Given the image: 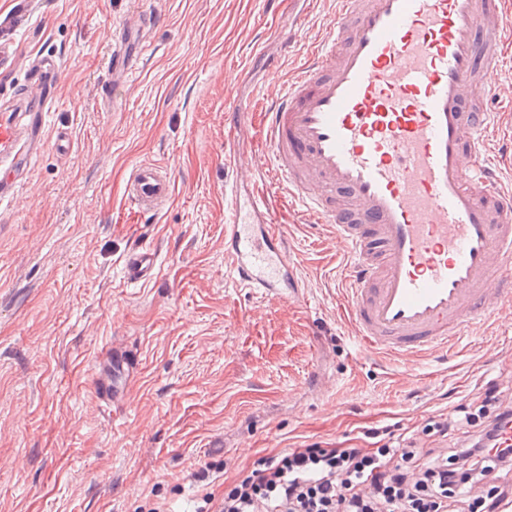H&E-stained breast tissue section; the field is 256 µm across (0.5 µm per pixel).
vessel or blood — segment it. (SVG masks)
Listing matches in <instances>:
<instances>
[{
  "label": "vessel or blood",
  "instance_id": "1",
  "mask_svg": "<svg viewBox=\"0 0 512 512\" xmlns=\"http://www.w3.org/2000/svg\"><path fill=\"white\" fill-rule=\"evenodd\" d=\"M512 10L505 0H337L329 37L311 50L279 98L262 110L276 180L243 169L251 140L224 142V169L247 199L233 197L224 260L239 284L288 301L296 266L274 202L289 186L346 248L345 313L366 348L410 358L454 348L467 330L512 307V185L484 149L501 132L486 103L499 97ZM55 73L31 61L27 125L0 119V201L43 140ZM125 193L139 214L172 199L163 167L141 163ZM160 272L137 244L123 261L127 283ZM139 372L134 354L103 347L90 393L120 408Z\"/></svg>",
  "mask_w": 512,
  "mask_h": 512
}]
</instances>
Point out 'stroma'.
I'll return each instance as SVG.
<instances>
[{
    "label": "stroma",
    "instance_id": "obj_1",
    "mask_svg": "<svg viewBox=\"0 0 512 512\" xmlns=\"http://www.w3.org/2000/svg\"><path fill=\"white\" fill-rule=\"evenodd\" d=\"M13 19L27 58L55 56L45 144L0 204V512H196L204 471L221 492L254 462L313 443H394L494 383L512 408V310L448 353L404 360L360 348L335 229L298 204L278 220L303 286L283 306L240 287L224 264V135L235 100L277 98L323 40L336 0H40ZM155 25L109 72L110 34ZM287 42L275 27L291 18ZM152 162L171 202L141 216L125 196ZM156 250L157 279L124 281L133 243ZM140 371L120 413L88 395L105 344Z\"/></svg>",
    "mask_w": 512,
    "mask_h": 512
}]
</instances>
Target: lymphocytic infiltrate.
Segmentation results:
<instances>
[{
    "label": "lymphocytic infiltrate",
    "instance_id": "f902f5d3",
    "mask_svg": "<svg viewBox=\"0 0 512 512\" xmlns=\"http://www.w3.org/2000/svg\"><path fill=\"white\" fill-rule=\"evenodd\" d=\"M511 425L512 410H501L492 387L425 420L427 436L464 431L453 447L291 448L202 499L211 512H498L512 499V445L503 443ZM478 484L485 495H473Z\"/></svg>",
    "mask_w": 512,
    "mask_h": 512
}]
</instances>
